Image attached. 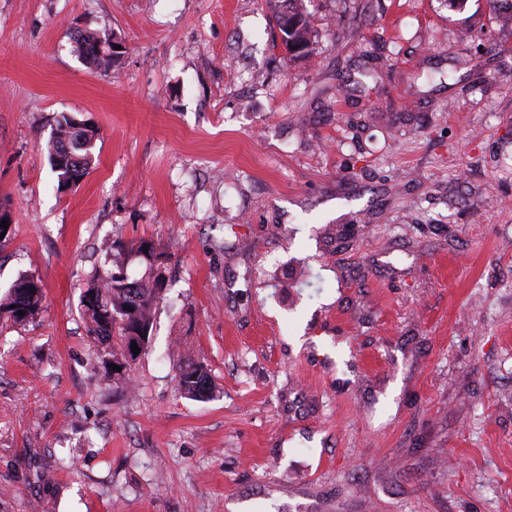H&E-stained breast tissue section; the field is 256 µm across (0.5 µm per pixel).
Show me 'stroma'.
I'll return each mask as SVG.
<instances>
[{
  "label": "stroma",
  "instance_id": "stroma-1",
  "mask_svg": "<svg viewBox=\"0 0 512 512\" xmlns=\"http://www.w3.org/2000/svg\"><path fill=\"white\" fill-rule=\"evenodd\" d=\"M305 6L292 60L271 0H0V294L44 292L0 325V512H512V22ZM63 112L96 137L61 191ZM96 269L165 277L126 380ZM104 40H103V39ZM110 36L106 33H91L88 31H76L72 41L75 43L76 53L96 69L108 71L114 64L117 54L109 55L105 46ZM42 299L40 281L31 275H23L0 297V320L3 318L13 325H25L39 313ZM11 305H15V308H11ZM19 310L24 312L23 316L18 315ZM175 381L178 392L190 399L204 400L212 395V380L207 366L191 355H184L178 360Z\"/></svg>",
  "mask_w": 512,
  "mask_h": 512
}]
</instances>
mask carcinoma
I'll list each match as a JSON object with an SVG mask.
<instances>
[{
	"label": "carcinoma",
	"instance_id": "cac0c4a2",
	"mask_svg": "<svg viewBox=\"0 0 512 512\" xmlns=\"http://www.w3.org/2000/svg\"><path fill=\"white\" fill-rule=\"evenodd\" d=\"M275 20L288 40L285 49L292 57L306 56L311 46V20L303 0H275ZM76 53L97 69L108 71L114 58L107 53L109 35L77 31L73 34ZM95 131L79 127L73 117L62 113L55 119L49 143L51 165L58 173L59 183L69 185L82 179L92 165ZM163 278L151 281L129 280L115 273L94 272L86 282L80 298L86 320L87 336L107 350L111 362L119 367L127 363L131 353V332L141 329L151 332ZM93 294L95 300L85 301ZM43 299L40 281L31 275L19 277L0 297V319L14 325H25L41 309ZM24 315H18V311ZM176 387L180 394L193 400H204L213 392L207 366L190 355L182 356L176 365Z\"/></svg>",
	"mask_w": 512,
	"mask_h": 512
}]
</instances>
